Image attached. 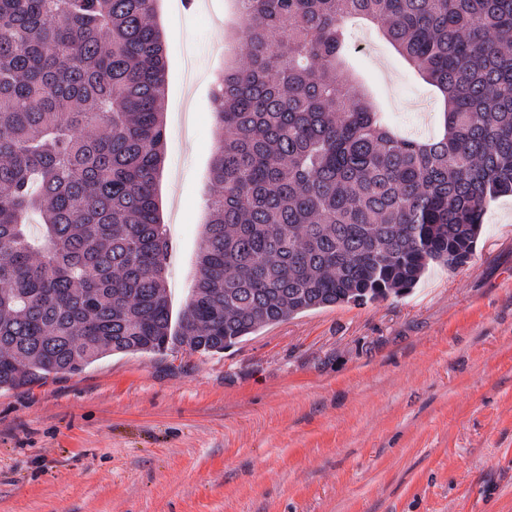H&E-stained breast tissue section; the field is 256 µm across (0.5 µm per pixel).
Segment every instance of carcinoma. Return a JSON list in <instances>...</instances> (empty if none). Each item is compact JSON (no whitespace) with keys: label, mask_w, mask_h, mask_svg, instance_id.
Segmentation results:
<instances>
[{"label":"carcinoma","mask_w":512,"mask_h":512,"mask_svg":"<svg viewBox=\"0 0 512 512\" xmlns=\"http://www.w3.org/2000/svg\"><path fill=\"white\" fill-rule=\"evenodd\" d=\"M235 2L249 56L212 91L219 192L174 326L157 0H0V389L398 296L466 265L512 197V0ZM354 20L442 95L441 136L397 133L340 79Z\"/></svg>","instance_id":"carcinoma-1"}]
</instances>
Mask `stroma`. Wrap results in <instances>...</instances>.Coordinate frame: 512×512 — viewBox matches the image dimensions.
Masks as SVG:
<instances>
[{
	"instance_id": "35a3bbf8",
	"label": "stroma",
	"mask_w": 512,
	"mask_h": 512,
	"mask_svg": "<svg viewBox=\"0 0 512 512\" xmlns=\"http://www.w3.org/2000/svg\"><path fill=\"white\" fill-rule=\"evenodd\" d=\"M159 216L180 314L213 187L211 92L244 59L233 0H158ZM350 53L399 129L443 103L374 25ZM0 512H512V197L472 260L407 294L295 314L220 353H114L0 389Z\"/></svg>"
}]
</instances>
